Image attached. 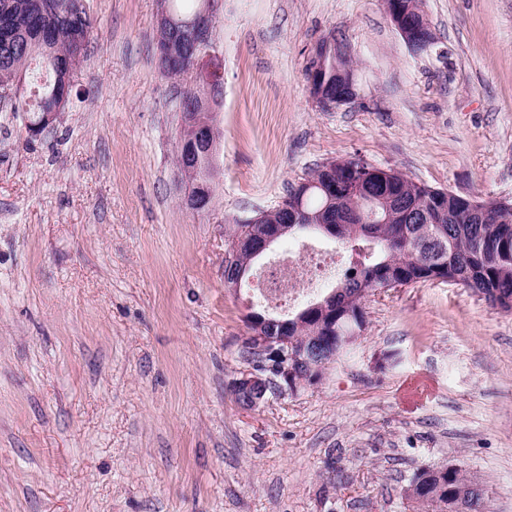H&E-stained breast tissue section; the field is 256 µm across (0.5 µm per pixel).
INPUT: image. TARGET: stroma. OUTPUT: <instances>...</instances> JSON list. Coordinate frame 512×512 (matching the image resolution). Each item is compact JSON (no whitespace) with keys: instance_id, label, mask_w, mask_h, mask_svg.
I'll return each mask as SVG.
<instances>
[{"instance_id":"obj_1","label":"stroma","mask_w":512,"mask_h":512,"mask_svg":"<svg viewBox=\"0 0 512 512\" xmlns=\"http://www.w3.org/2000/svg\"><path fill=\"white\" fill-rule=\"evenodd\" d=\"M98 38L56 128L0 99V512H415L456 465L512 512V311L462 285L375 293L314 385L240 406L251 284H224L235 219L332 160L512 199V0H422L413 52L382 0H216V192L185 204L160 0H87ZM336 38L357 96L306 70ZM341 53H344L341 46L336 44L335 53V51H330V44L327 43V45L323 48L316 50L313 57L315 60V65L311 68L307 77L309 90L310 94L317 101V103L324 107H335L337 105L350 102L356 95L354 82L351 78L349 80L332 82L331 88L333 91L336 90V84H342L346 87V93H336V99L328 97L327 87L326 85L322 84L321 73L326 71L330 66L334 65L335 62L337 67Z\"/></svg>"}]
</instances>
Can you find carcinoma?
Here are the masks:
<instances>
[{
	"label": "carcinoma",
	"mask_w": 512,
	"mask_h": 512,
	"mask_svg": "<svg viewBox=\"0 0 512 512\" xmlns=\"http://www.w3.org/2000/svg\"><path fill=\"white\" fill-rule=\"evenodd\" d=\"M38 2L0 0V16L7 19L14 33L8 44L0 38V84L14 82L35 58L41 59L52 74L51 80L38 87L34 107L18 106L34 119L52 108L58 75H75L96 32L91 14L77 11L73 0H53L56 13L51 26L39 16ZM199 10L195 0H182L180 8L171 9V15L185 24ZM159 72L175 83L179 104L189 105L197 88L193 75L182 68L161 67ZM344 163L357 169L362 195L375 201V221H369V208L359 197L327 193L330 174L324 164L304 179L307 186L301 187L300 195L293 194V185L287 190L291 202L302 203L315 222L334 225V240L359 256L339 282L342 291L336 294V319H325V328L317 337L299 330L295 347L307 340H318L328 347L338 345L347 330L366 320L365 300L372 292L433 281L451 271L460 275L464 287L512 311V258L506 254L499 260L492 258L499 247L512 253V208L487 212L477 208L464 220L450 218L434 224L424 217L434 202L429 187L400 172L387 173L356 159ZM210 166L211 159L203 157L195 169L181 164L178 169L193 184L208 174ZM427 472L426 467L419 469L409 482L415 486L410 499L425 512H458L469 504L472 491L468 483L473 477L453 471L442 475L440 482L435 478L429 481L425 479Z\"/></svg>",
	"instance_id": "1"
}]
</instances>
